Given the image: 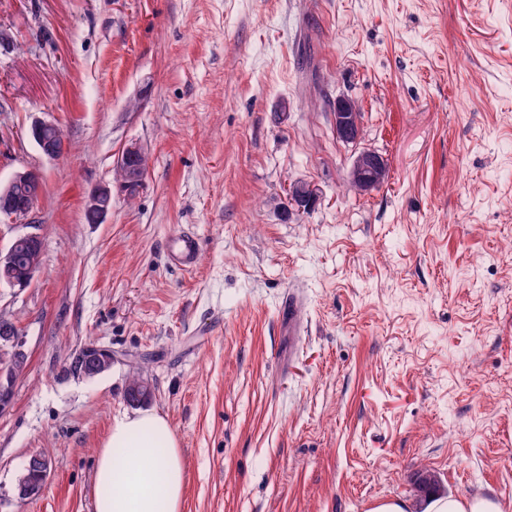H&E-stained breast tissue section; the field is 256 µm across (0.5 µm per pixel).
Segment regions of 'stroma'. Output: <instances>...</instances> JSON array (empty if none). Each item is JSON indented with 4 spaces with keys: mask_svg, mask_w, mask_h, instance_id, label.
<instances>
[{
    "mask_svg": "<svg viewBox=\"0 0 512 512\" xmlns=\"http://www.w3.org/2000/svg\"><path fill=\"white\" fill-rule=\"evenodd\" d=\"M0 31V181L43 183L0 248L46 241L31 283L0 288L29 355L0 412V512H95L136 369L183 457V512H422L427 470L512 512V0H0ZM342 96L356 144L333 129ZM362 147L389 168L367 193L348 180ZM296 181L320 193L291 214ZM89 341L111 369L67 376ZM35 452L48 485L22 500ZM333 127L337 138L345 143H357L361 133L360 112L355 101L339 97L333 106ZM30 135L44 156L50 159L59 157L55 142L63 139V135L57 125L51 122L36 121L31 126ZM140 158H146V153L137 143L127 145L118 158L117 167L123 173L128 186L139 183L143 178L142 170L133 165ZM112 205V194L107 187H98L88 196L85 213L87 220L93 223H102ZM173 256L182 267L191 269L198 258V243L196 239L188 234L177 236L171 244ZM51 460L43 455L40 454H32L30 458L28 459L24 469L28 470H37V473L39 474V477L41 478V481L43 483V488L45 487L50 470H51ZM22 471L20 476L23 474L25 476L26 482L28 483L30 480H35L37 477V473L32 471ZM19 476V477H20Z\"/></svg>",
    "mask_w": 512,
    "mask_h": 512,
    "instance_id": "35a3bbf8",
    "label": "stroma"
}]
</instances>
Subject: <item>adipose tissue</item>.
<instances>
[{
	"instance_id": "ef3b65f1",
	"label": "adipose tissue",
	"mask_w": 512,
	"mask_h": 512,
	"mask_svg": "<svg viewBox=\"0 0 512 512\" xmlns=\"http://www.w3.org/2000/svg\"><path fill=\"white\" fill-rule=\"evenodd\" d=\"M186 471L168 421L152 411L112 420L96 467L95 512H182ZM425 512H503L483 494L434 496Z\"/></svg>"
}]
</instances>
